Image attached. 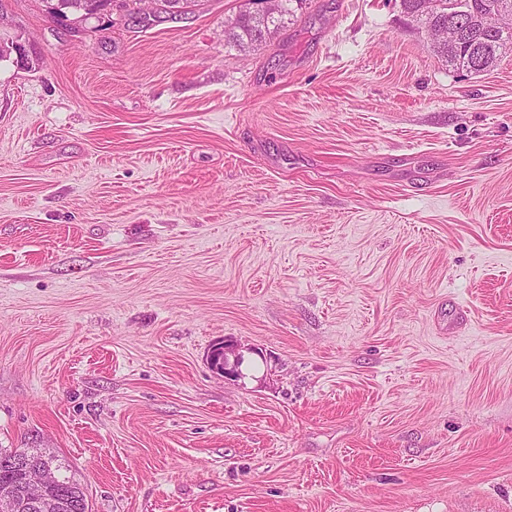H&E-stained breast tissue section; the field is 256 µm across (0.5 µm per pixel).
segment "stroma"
<instances>
[{
    "label": "stroma",
    "mask_w": 512,
    "mask_h": 512,
    "mask_svg": "<svg viewBox=\"0 0 512 512\" xmlns=\"http://www.w3.org/2000/svg\"><path fill=\"white\" fill-rule=\"evenodd\" d=\"M244 8L0 0V448L91 512H512V51L305 0L246 53ZM47 1V0H46ZM47 2H54L49 3V13H53L56 16V12L54 10H51L50 8L53 7L55 4L59 3V5L56 6V10L59 11L60 8H67L69 7L71 9V12L65 11L67 19L65 20L66 23L69 25L70 29L74 30V32L81 31L82 25L86 23L89 19L92 17L97 16L96 12L92 11V7L90 5L86 6H62V2H58L57 0H50ZM456 40L448 39V44L441 46L431 43L433 51L447 64L466 74L477 75L487 72L506 54V45H512V27L490 34L476 24L464 27L460 44L454 53L448 54V49H454L460 37L458 27ZM206 360L214 372L226 379L237 380L243 376L241 369L243 358L233 343L220 341L213 344L207 353Z\"/></svg>",
    "instance_id": "1"
}]
</instances>
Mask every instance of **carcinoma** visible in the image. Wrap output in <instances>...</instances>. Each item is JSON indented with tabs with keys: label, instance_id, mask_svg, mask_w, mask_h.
Returning <instances> with one entry per match:
<instances>
[{
	"label": "carcinoma",
	"instance_id": "obj_1",
	"mask_svg": "<svg viewBox=\"0 0 512 512\" xmlns=\"http://www.w3.org/2000/svg\"><path fill=\"white\" fill-rule=\"evenodd\" d=\"M195 0H150L155 10L173 15L187 13ZM292 0H281L279 14L271 20L265 29L258 28L252 17V10L242 11L224 29V38L242 50L253 49L266 41V37L285 27L288 8ZM402 12L406 15L421 16L427 22L452 25L460 15H490L505 8L512 9V0H400ZM512 45V27L491 34L472 24L463 28L460 44L456 51L448 53V46L432 44L433 51L448 66L470 75L487 72L506 53V45ZM18 450L0 448V494L8 490L22 489L28 482L30 472L22 464L10 465L2 460L10 458ZM45 508L41 512H80L79 506L86 497L81 483L71 477H60L47 487Z\"/></svg>",
	"mask_w": 512,
	"mask_h": 512
}]
</instances>
